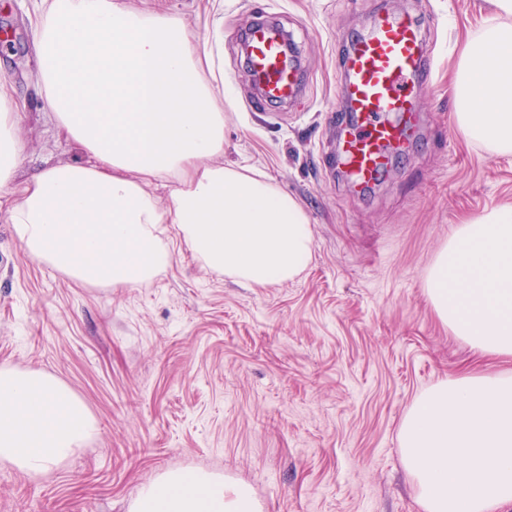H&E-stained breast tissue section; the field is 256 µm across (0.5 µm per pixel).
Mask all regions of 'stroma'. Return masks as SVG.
Instances as JSON below:
<instances>
[{"label":"stroma","instance_id":"obj_1","mask_svg":"<svg viewBox=\"0 0 512 512\" xmlns=\"http://www.w3.org/2000/svg\"><path fill=\"white\" fill-rule=\"evenodd\" d=\"M430 19L435 82L419 138L361 196L334 162L339 52L380 4ZM224 96V159L266 173L307 212L314 251L297 279L252 287L203 269L167 225L171 266L143 285L76 282L27 255L0 210V365L40 370L88 406L93 437L41 476L0 465V512H128L170 468L245 482L263 512H423L399 425L470 351L436 319L428 267L456 226L512 206V156L458 130L452 84L489 0H166ZM31 0H0V77L33 108L16 128V181L81 160L40 100ZM284 29L305 88L258 98L241 60L254 22Z\"/></svg>","mask_w":512,"mask_h":512}]
</instances>
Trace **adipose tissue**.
I'll return each instance as SVG.
<instances>
[{
    "mask_svg": "<svg viewBox=\"0 0 512 512\" xmlns=\"http://www.w3.org/2000/svg\"><path fill=\"white\" fill-rule=\"evenodd\" d=\"M46 111L89 156L23 183L15 129L27 110L0 78V189L24 251L73 280L145 284L173 257L175 225L206 270L264 287L299 276L313 253L309 217L261 173L220 164L224 112L184 21L124 0H32ZM460 50L456 125L496 156L512 155V0ZM168 190L158 201L149 187ZM452 336L506 370L466 371L427 389L399 426L404 467L423 512H499L512 504V206L460 224L425 279ZM95 422L63 382L0 366V461L38 476L69 459ZM129 512H261L250 488L170 469L140 487Z\"/></svg>",
    "mask_w": 512,
    "mask_h": 512,
    "instance_id": "obj_1",
    "label": "adipose tissue"
}]
</instances>
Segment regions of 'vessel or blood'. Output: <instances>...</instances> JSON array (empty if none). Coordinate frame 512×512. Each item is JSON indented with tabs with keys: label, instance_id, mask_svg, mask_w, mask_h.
Segmentation results:
<instances>
[{
	"label": "vessel or blood",
	"instance_id": "1",
	"mask_svg": "<svg viewBox=\"0 0 512 512\" xmlns=\"http://www.w3.org/2000/svg\"><path fill=\"white\" fill-rule=\"evenodd\" d=\"M426 26L425 17L384 9L343 52L341 106L330 122L339 132L336 156L360 192L380 182L393 157L408 152L414 141L418 100L434 82ZM246 37V69L263 99L295 98L299 64L288 53L282 30L257 22Z\"/></svg>",
	"mask_w": 512,
	"mask_h": 512
}]
</instances>
